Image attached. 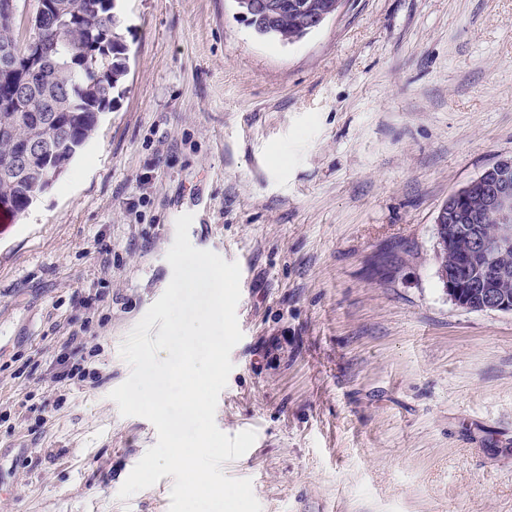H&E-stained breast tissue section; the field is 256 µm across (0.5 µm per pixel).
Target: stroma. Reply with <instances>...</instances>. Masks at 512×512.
Returning <instances> with one entry per match:
<instances>
[{
	"mask_svg": "<svg viewBox=\"0 0 512 512\" xmlns=\"http://www.w3.org/2000/svg\"><path fill=\"white\" fill-rule=\"evenodd\" d=\"M120 6L111 108L0 218V512H169L170 475L119 499L157 432L109 394L186 213L240 267L215 422L255 431L222 469L262 512H512V313L452 304L434 230L512 156V0H345L293 45L234 0ZM73 335L94 376L55 383Z\"/></svg>",
	"mask_w": 512,
	"mask_h": 512,
	"instance_id": "obj_1",
	"label": "stroma"
}]
</instances>
